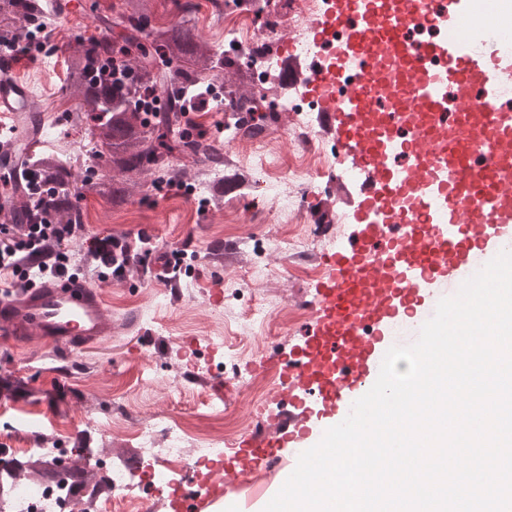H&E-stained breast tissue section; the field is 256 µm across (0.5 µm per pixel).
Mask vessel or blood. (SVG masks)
<instances>
[{"mask_svg": "<svg viewBox=\"0 0 512 512\" xmlns=\"http://www.w3.org/2000/svg\"><path fill=\"white\" fill-rule=\"evenodd\" d=\"M475 0H335L316 25L335 46L313 61L310 87L338 153L361 174L349 251L328 256L317 286L314 330L273 361L283 377L278 411L240 435L232 454L172 486L171 512H243L246 476L276 459L297 462L313 431L349 414L376 382L394 326L421 328L436 309L431 288L459 270L512 251V47L456 31ZM442 23L452 38L417 41L416 26ZM0 56V212L11 211L22 160L47 135L27 85ZM0 334L38 336L55 358L111 336L98 288L61 277L0 293Z\"/></svg>", "mask_w": 512, "mask_h": 512, "instance_id": "vessel-or-blood-1", "label": "vessel or blood"}]
</instances>
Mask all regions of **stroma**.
I'll return each instance as SVG.
<instances>
[{
    "label": "stroma",
    "instance_id": "1",
    "mask_svg": "<svg viewBox=\"0 0 512 512\" xmlns=\"http://www.w3.org/2000/svg\"><path fill=\"white\" fill-rule=\"evenodd\" d=\"M81 13L57 18L47 42L59 45L101 36V16L121 12L123 0H79ZM155 22L182 20L206 41L220 43L224 28L211 17V0H152ZM15 77L33 89L47 107L50 128L41 151L68 159L74 172L91 169L108 178L112 170L93 150L88 125H75L68 112L76 100L63 72L44 71L39 47L16 59ZM222 175L195 185L172 184L157 191L136 189L127 205L113 210L94 182L75 181L73 191L84 213L85 236L67 246L81 278L103 293L112 316V334L97 346L72 355L70 372L37 338L13 344L0 335V415L12 429L0 428V448H121L136 454L141 439L136 422L156 423L153 447L179 440L184 448H205L260 425L277 409L268 395L279 387V373L267 367L280 347L303 343L312 316L294 311L297 303L315 306L316 284L327 250L321 214H347L336 250L349 247L358 226L340 200L332 176L301 191L306 221L267 220L264 201L247 190L225 193L224 207L213 197ZM149 244H141L140 236ZM118 237L135 254L125 274L106 275L91 256L94 237ZM187 256L179 276L167 278L163 256ZM264 266L267 279L252 286L244 273ZM257 307L256 316L246 313ZM255 381L249 391L224 397L215 389L225 375Z\"/></svg>",
    "mask_w": 512,
    "mask_h": 512
}]
</instances>
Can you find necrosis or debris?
Returning a JSON list of instances; mask_svg holds the SVG:
<instances>
[{
	"instance_id": "1",
	"label": "necrosis or debris",
	"mask_w": 512,
	"mask_h": 512,
	"mask_svg": "<svg viewBox=\"0 0 512 512\" xmlns=\"http://www.w3.org/2000/svg\"><path fill=\"white\" fill-rule=\"evenodd\" d=\"M329 7V0H297L286 16H278L276 0H230L220 15L224 24V51L230 57H252L250 70L253 85L267 86L278 79L279 71H289L283 80L274 109L288 116V140L293 146L294 164L288 167V180L293 192L286 193L280 184L267 187L269 208L276 219H288L301 224L305 215L301 210L296 189L330 170H337L342 183L356 181L355 166L336 167L331 151L319 147L321 138L314 126L317 103L309 94L311 76L304 71L306 60L327 56L329 49L317 41L313 24ZM279 17L289 31V44L278 52L268 47L279 34L278 27L268 25L271 17ZM145 455L149 467L141 486H133L125 474L113 468L110 452L89 457L90 469L101 478L100 484L84 486L78 497H71L66 485L51 486L25 475H18L6 489L0 490V512H102L103 507H123L126 503L144 500L150 512H162L167 506V495L172 485L186 480L207 463L222 460L220 446L186 449L149 448Z\"/></svg>"
}]
</instances>
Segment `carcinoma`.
Segmentation results:
<instances>
[{"mask_svg":"<svg viewBox=\"0 0 512 512\" xmlns=\"http://www.w3.org/2000/svg\"><path fill=\"white\" fill-rule=\"evenodd\" d=\"M124 2V11L113 18L112 26L120 29L123 59L119 66L131 76L129 81L115 79L91 87L90 67L113 61L110 41L91 36L65 47L66 83L79 100L75 112L92 113L99 138L95 152L107 157L112 168V177L97 184L98 193L114 207L125 205L144 178L153 186L203 183L224 165L216 141L181 126L185 106L231 98L234 111L224 114L228 143L240 136L259 137L266 131V120H278L272 110L254 118L267 102L268 88L258 90L251 84L249 63L225 56L185 21L152 26L150 0ZM42 14L38 0H0V40L28 41L31 26ZM174 59L179 64L172 65ZM175 151L188 157L189 163L170 165L166 157ZM25 164L48 182L50 191L40 205L27 201L28 188H23L20 218L30 224L45 212L59 224L82 223L70 168L52 154L28 157Z\"/></svg>","mask_w":512,"mask_h":512,"instance_id":"1","label":"carcinoma"}]
</instances>
